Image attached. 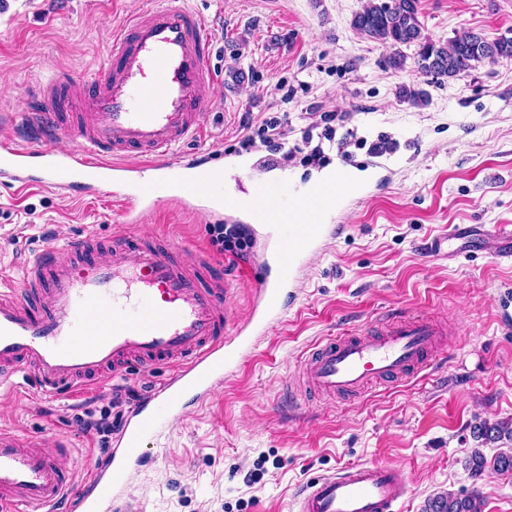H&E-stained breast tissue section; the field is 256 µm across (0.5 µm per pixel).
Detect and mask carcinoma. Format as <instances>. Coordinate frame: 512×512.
Wrapping results in <instances>:
<instances>
[{
	"label": "carcinoma",
	"instance_id": "cac0c4a2",
	"mask_svg": "<svg viewBox=\"0 0 512 512\" xmlns=\"http://www.w3.org/2000/svg\"><path fill=\"white\" fill-rule=\"evenodd\" d=\"M352 27L373 41L393 49L386 58L387 67L402 70L407 56L399 47L414 46V63L420 73L434 79H453L484 61H512V37L487 40L467 30L443 44L424 34L419 20V0H366L351 22ZM477 437L485 441L512 440V424L483 423L476 427ZM426 512H482V498L475 492L459 497L453 493L430 500Z\"/></svg>",
	"mask_w": 512,
	"mask_h": 512
}]
</instances>
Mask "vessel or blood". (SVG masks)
<instances>
[{
  "label": "vessel or blood",
  "mask_w": 512,
  "mask_h": 512,
  "mask_svg": "<svg viewBox=\"0 0 512 512\" xmlns=\"http://www.w3.org/2000/svg\"><path fill=\"white\" fill-rule=\"evenodd\" d=\"M214 37L201 12L181 4L149 8L112 36L92 77L57 74L35 92L28 112L0 114V126L27 142L0 140V184L24 194L44 189L94 197L108 193L123 223H139L163 202L195 199L218 211H244L252 240L244 263L256 285L248 319L235 320L231 284L206 260L181 259L165 233H88L66 257L46 249L27 264L23 288L0 274V380L27 374L36 396L79 397L132 365L170 367L169 377L135 405L96 468L95 494L80 497L55 455L23 434L0 430V512L48 502L71 512H112L134 467L186 404L203 402L279 324L308 259L332 238L337 211L362 194L372 173L339 164L325 182L300 189L275 178L268 157L245 197L228 192L222 165L207 154L176 155L202 133L214 102ZM67 135L76 149L56 147ZM140 165L127 164V157ZM440 327L420 315L385 319L363 333H340L308 355L310 390L355 394L371 382L399 381L429 365ZM407 494L403 471L382 462L342 468L299 488L296 512H394Z\"/></svg>",
  "instance_id": "vessel-or-blood-1"
}]
</instances>
